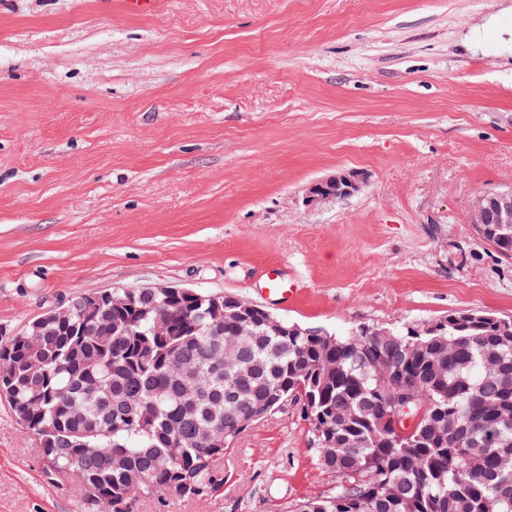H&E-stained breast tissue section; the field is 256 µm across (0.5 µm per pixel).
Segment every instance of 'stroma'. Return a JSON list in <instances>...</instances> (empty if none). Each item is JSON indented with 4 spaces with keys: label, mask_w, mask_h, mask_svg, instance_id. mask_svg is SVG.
Instances as JSON below:
<instances>
[{
    "label": "stroma",
    "mask_w": 512,
    "mask_h": 512,
    "mask_svg": "<svg viewBox=\"0 0 512 512\" xmlns=\"http://www.w3.org/2000/svg\"><path fill=\"white\" fill-rule=\"evenodd\" d=\"M362 174L307 205L313 182ZM512 189V0H0V337L97 291L234 295L307 327L512 318L477 193ZM283 265L291 303L260 289ZM205 497L135 512H286L331 493L296 403L250 424ZM0 399V512H82ZM363 177L353 170H344L328 178L313 182L307 192L306 202L313 205L330 198H341L358 192Z\"/></svg>",
    "instance_id": "stroma-1"
}]
</instances>
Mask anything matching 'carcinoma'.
<instances>
[{
  "label": "carcinoma",
  "instance_id": "1",
  "mask_svg": "<svg viewBox=\"0 0 512 512\" xmlns=\"http://www.w3.org/2000/svg\"><path fill=\"white\" fill-rule=\"evenodd\" d=\"M483 241L511 258V224H490ZM133 310L67 301L73 317L44 311L0 340V397L22 433L36 438L51 479L77 471L88 512H132L137 497H204L222 482L218 463L254 408L302 405L312 433L336 445L319 468L370 465L368 481L336 486L289 512H512V328L444 317L443 334L403 324L395 339L351 329L324 348L315 336L271 330L244 299L213 323V294L136 288ZM170 318L168 334L156 320ZM253 335L238 340L239 324ZM489 355L505 378L484 375ZM189 369V391L179 370ZM411 387L425 406L415 426L395 419L387 396ZM178 444L179 457L169 455Z\"/></svg>",
  "mask_w": 512,
  "mask_h": 512
}]
</instances>
